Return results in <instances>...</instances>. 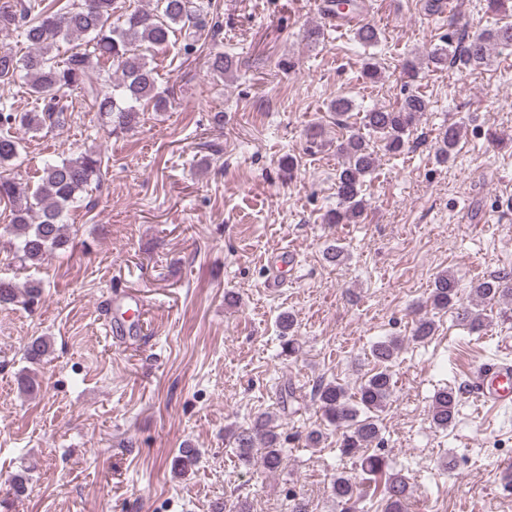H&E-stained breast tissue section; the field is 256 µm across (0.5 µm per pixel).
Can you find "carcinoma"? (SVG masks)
Returning <instances> with one entry per match:
<instances>
[{
    "label": "carcinoma",
    "instance_id": "obj_1",
    "mask_svg": "<svg viewBox=\"0 0 512 512\" xmlns=\"http://www.w3.org/2000/svg\"><path fill=\"white\" fill-rule=\"evenodd\" d=\"M20 30L30 51L19 57L6 47L0 48V80H24L29 94L42 107L35 112L0 111V201L12 206L10 224L5 226L15 254L24 266L39 269L58 254L67 251L69 215L81 201L82 194L92 184L100 182L102 160L93 150L60 161H46L35 185L6 174L20 154L23 138L19 133H39L66 123L68 106L61 103L59 91H78L96 108L99 117L112 130H130L148 106L160 112L167 99L157 85L156 71L148 58L137 53L146 44L153 48L166 46L176 32L184 34L185 49H194L206 29L197 0H155L148 9L123 8L120 0H72L59 9L43 4V0H15L7 10L0 8V31ZM355 41L365 49L378 46L381 32L371 24H362L354 31ZM81 40L82 46L70 50L66 58L57 60L61 43ZM512 45V24L470 36L463 50L454 44V36L441 38V43L421 58H408L402 65L403 74L411 81L418 78L423 65L434 68L448 65V60L464 69H476L488 64L495 46ZM121 72L117 83L106 66ZM232 58L217 53L211 60V71L218 78L233 68ZM427 110L426 100L412 91L397 107H373L365 111L363 126L379 138L388 153L402 150L405 137L418 114ZM459 143L456 126L445 127L439 133L436 156L442 162L454 158ZM345 156L336 175V209L327 215L329 224H355L365 210L362 194L363 178L376 169V154L360 133H352L340 144ZM459 282L454 274L444 272L434 280L431 303L437 309L456 310V320L471 332L485 327L488 315L478 309V303L512 301V272H502L477 282L473 286L474 302L459 303ZM43 295V282L29 279L18 286L10 278L0 277V305L33 304ZM294 320L284 313L278 319L282 354L291 357L299 351L296 339L290 335ZM51 343L43 336L31 339L24 359L30 367L18 376L21 390L32 394L40 383L33 367L41 364L50 353ZM398 340L378 342L373 357L378 369L361 384L356 400L336 381H321L314 402L322 412L324 426L341 433L339 450L342 455L359 460L361 472L374 481L384 478L382 491L384 512H403L408 484L398 473L389 472L387 459L367 453L369 445L381 440L377 413L382 411L393 390L390 370ZM459 392L450 387L439 390L432 400L431 420L440 429L450 427L459 413ZM276 416L261 413L251 427L227 430L233 451L242 463L275 471L283 463L286 449L276 431ZM263 452L256 456V442ZM196 448H181L173 467L186 473L199 462ZM332 496L339 512H358L352 478L341 474L333 480Z\"/></svg>",
    "mask_w": 512,
    "mask_h": 512
}]
</instances>
